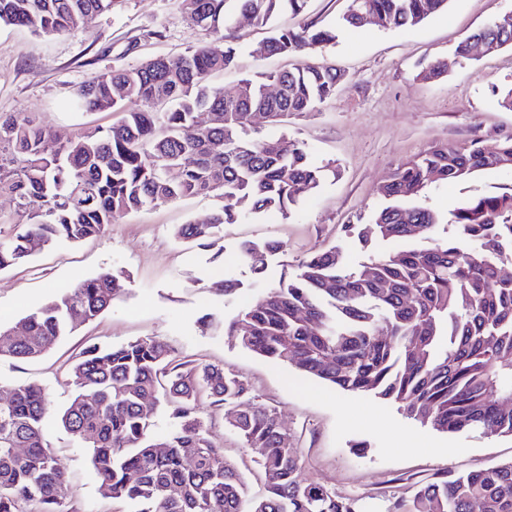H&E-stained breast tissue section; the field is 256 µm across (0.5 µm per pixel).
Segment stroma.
Returning <instances> with one entry per match:
<instances>
[{
	"instance_id": "35a3bbf8",
	"label": "stroma",
	"mask_w": 512,
	"mask_h": 512,
	"mask_svg": "<svg viewBox=\"0 0 512 512\" xmlns=\"http://www.w3.org/2000/svg\"><path fill=\"white\" fill-rule=\"evenodd\" d=\"M348 5L349 0H309L303 15L280 16L283 24L314 22L336 31L335 43L298 57L260 53L268 32L242 17L220 34L197 28L181 0H119L111 12L66 35L38 36L24 27L0 25V114H33L63 140L81 128L108 127L117 120L110 112L71 105L75 91L94 73L130 69L220 35L237 47L238 67L213 76L216 84L322 62L335 64L343 74L335 95L317 111L260 129L267 138L302 141L316 164L336 169L290 215L248 213L239 223L225 225L216 247L187 246L176 240L175 228L206 220L216 201L186 198L124 214L99 237L50 247L0 271V323L18 329L25 315L64 288L105 269L128 275L109 311L43 356L25 362L0 359V391L35 380L50 393L45 431L71 477L75 512L114 510L99 493L87 451L58 421L71 397L68 363L92 343L156 337L180 356L233 371L250 383L256 402L274 409L284 428L299 437L303 476L362 499L364 512H387L390 502L409 497L415 482L435 473H464L512 460L511 438L422 426L392 404L335 390L257 356L221 328L309 255L337 246L348 265L356 266L368 253L388 250L381 241L364 250L349 230L371 223L382 204L378 187L405 161L433 146L464 149L478 141L492 147L512 136V111L498 104L500 91L512 86V47L460 61L435 82L417 77L427 60L450 55L478 29L512 12V0H448L447 9L403 29L372 22L357 30L340 27ZM511 189V169L486 170L429 186L426 202L447 214L465 199ZM267 239L282 242L284 249L269 257L258 280L239 245ZM225 279L239 281L241 290L227 295L216 289V282ZM210 313L220 327L204 324ZM200 411L212 441L239 468L252 495H260V467L225 426L223 407L205 397Z\"/></svg>"
}]
</instances>
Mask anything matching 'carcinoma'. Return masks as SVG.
<instances>
[{
	"label": "carcinoma",
	"instance_id": "cac0c4a2",
	"mask_svg": "<svg viewBox=\"0 0 512 512\" xmlns=\"http://www.w3.org/2000/svg\"><path fill=\"white\" fill-rule=\"evenodd\" d=\"M119 0H0V25L35 33H73ZM308 0H183L191 22L217 33L241 15L268 26L269 55L297 56L336 40V30L306 23L273 25L283 10L299 16ZM448 0H349L342 26L359 28L370 14L385 28L412 27ZM495 53L512 46V24L474 33ZM236 49L215 43L137 67L97 73L75 92L87 111L119 120L56 139L26 113L0 116V195L16 201L14 232L0 239V271L58 242L105 232L118 215L185 197H213L204 222L176 230L178 239L211 247L224 225L254 213L287 214L336 173L312 162L295 141L254 139L255 114L282 124L326 103L342 74L332 65L300 66L214 86L210 76L234 66ZM468 57H438L418 77L431 82ZM282 87L278 98L264 89ZM201 112L216 116L196 135ZM288 144V150L282 145ZM512 169V139L467 152L437 147L400 165L379 188L385 200L371 224L358 227L364 246H398L350 267L340 248L306 257L225 327L245 349L286 364L336 389L372 395L405 417L444 433L480 431L512 438V192L463 201L452 217L423 201L428 184L461 181L477 171ZM421 227L426 243L410 226ZM282 245L245 241L241 256L262 276ZM124 274L108 269L54 296L24 317V332L0 325V357L34 360L80 325L112 308ZM74 394L59 416L87 449L105 498L133 512H362L302 476L299 449L276 412L221 367L184 360L159 338L119 346L91 345L71 365ZM208 397L228 407L225 424L256 457L264 493L247 499L239 469L216 447L199 415ZM163 402L171 428L158 436L148 406ZM47 389L16 383L0 398V512H71L70 480L47 439ZM24 452L18 453L16 449ZM388 512H512V460L414 484Z\"/></svg>",
	"mask_w": 512,
	"mask_h": 512
}]
</instances>
